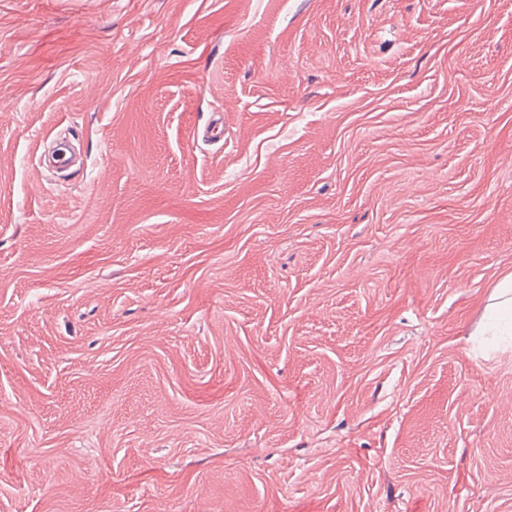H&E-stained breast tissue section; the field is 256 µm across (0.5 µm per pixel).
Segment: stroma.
I'll list each match as a JSON object with an SVG mask.
<instances>
[{"instance_id":"35a3bbf8","label":"stroma","mask_w":512,"mask_h":512,"mask_svg":"<svg viewBox=\"0 0 512 512\" xmlns=\"http://www.w3.org/2000/svg\"><path fill=\"white\" fill-rule=\"evenodd\" d=\"M510 272L512 0H0V512H512ZM492 299L495 300L492 307L511 316L512 321V273L504 276L495 286Z\"/></svg>"}]
</instances>
